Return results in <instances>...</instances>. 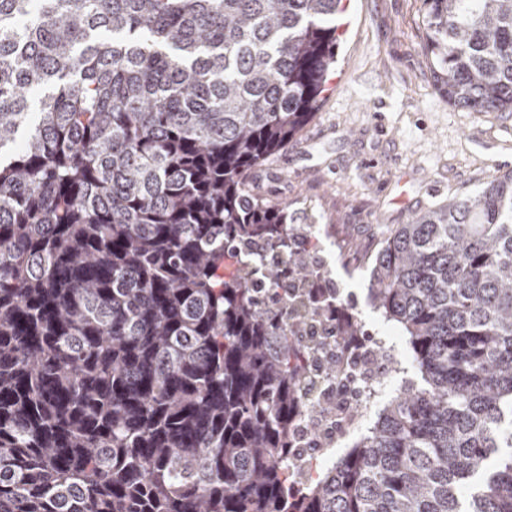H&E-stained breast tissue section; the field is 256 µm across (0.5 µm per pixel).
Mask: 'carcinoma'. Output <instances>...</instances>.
<instances>
[{
  "instance_id": "cac0c4a2",
  "label": "carcinoma",
  "mask_w": 512,
  "mask_h": 512,
  "mask_svg": "<svg viewBox=\"0 0 512 512\" xmlns=\"http://www.w3.org/2000/svg\"><path fill=\"white\" fill-rule=\"evenodd\" d=\"M342 0H0V512H512V171L380 241L420 379L319 476L293 324L362 326L247 188ZM449 104L512 112V0H424Z\"/></svg>"
}]
</instances>
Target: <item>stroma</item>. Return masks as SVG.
Here are the masks:
<instances>
[{"label": "stroma", "mask_w": 512, "mask_h": 512, "mask_svg": "<svg viewBox=\"0 0 512 512\" xmlns=\"http://www.w3.org/2000/svg\"><path fill=\"white\" fill-rule=\"evenodd\" d=\"M335 71L298 139L248 175L249 190L311 213L336 253V280L367 328L384 230L512 171V113L446 102L424 51L423 0H344Z\"/></svg>", "instance_id": "stroma-1"}]
</instances>
